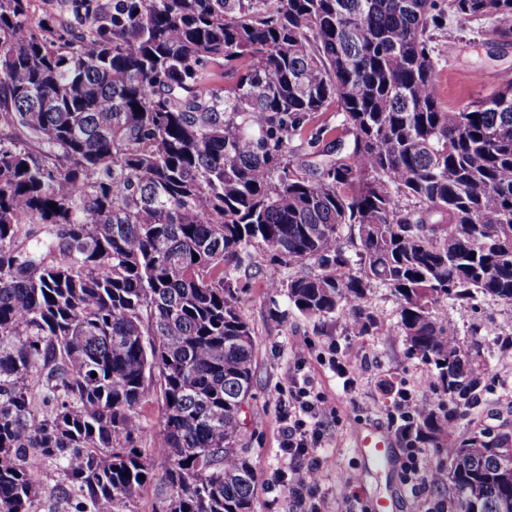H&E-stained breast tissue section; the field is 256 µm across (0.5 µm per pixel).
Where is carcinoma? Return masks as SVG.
I'll list each match as a JSON object with an SVG mask.
<instances>
[{"label": "carcinoma", "instance_id": "carcinoma-1", "mask_svg": "<svg viewBox=\"0 0 512 512\" xmlns=\"http://www.w3.org/2000/svg\"><path fill=\"white\" fill-rule=\"evenodd\" d=\"M82 8L75 32L0 0V512H32L47 463L72 512H122L151 483L158 512H253L254 250L300 315L359 336L389 289L439 397L408 436L451 447L448 512H502L512 432L456 434L487 364L434 304H512V82L447 108L431 42L455 15L511 43L512 0ZM331 108L348 145L319 130L295 153ZM155 396L160 473L140 450Z\"/></svg>", "mask_w": 512, "mask_h": 512}]
</instances>
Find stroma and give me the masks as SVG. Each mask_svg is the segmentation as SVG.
Instances as JSON below:
<instances>
[{
  "instance_id": "stroma-1",
  "label": "stroma",
  "mask_w": 512,
  "mask_h": 512,
  "mask_svg": "<svg viewBox=\"0 0 512 512\" xmlns=\"http://www.w3.org/2000/svg\"><path fill=\"white\" fill-rule=\"evenodd\" d=\"M438 57L440 100L444 106L461 107L491 97L497 92L503 72H512V44L494 43L477 32L474 23L449 17L446 27L435 34ZM265 262L253 256V275L239 295L243 316L255 331L254 397L247 408V426L242 444L244 454L255 467L258 484L255 512H289L288 496L273 479L282 464L279 455V417L283 407L277 398L279 388L289 385L291 375L309 376L314 389L335 404L334 412L324 419L327 443L322 451L323 468L319 494L325 497V512H345V505L330 497V488L339 475L350 473L357 479L362 503L386 497L394 502V512H428L435 501L447 498L445 486H427L412 494L405 482L402 447H395L397 464L393 470L378 473L367 468L355 446L357 427L373 424L389 429L387 409L391 398L382 388L390 381L415 392L419 398L437 402L436 393L420 388L428 372L411 356L403 337L394 326L399 307L388 289L375 288L370 304L378 326L369 336H350L343 322L308 319L290 310L285 296L270 293L264 286L261 269ZM463 338H470L472 326H479L486 344L512 329V305L485 299L454 306ZM305 345L304 362H296L291 353L294 342ZM348 361L358 372L353 390H343L330 365L331 356ZM492 385L484 394L485 404L479 413L484 426L512 430V360L491 354ZM265 412L264 422H256L257 412ZM34 481L39 494L34 512H68L62 490L66 482L55 465L36 471Z\"/></svg>"
}]
</instances>
